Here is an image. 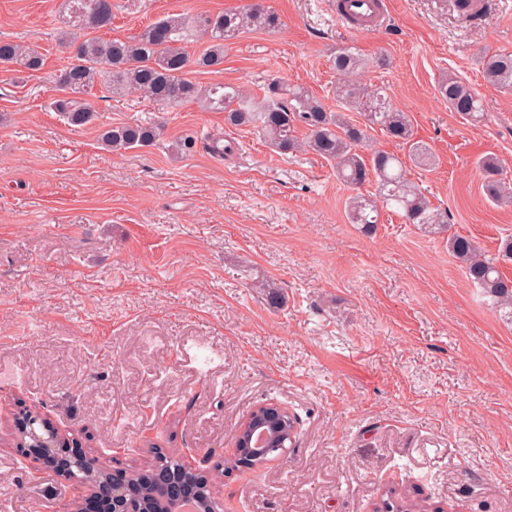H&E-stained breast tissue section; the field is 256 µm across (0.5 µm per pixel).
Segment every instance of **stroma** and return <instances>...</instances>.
I'll use <instances>...</instances> for the list:
<instances>
[{"label": "stroma", "mask_w": 512, "mask_h": 512, "mask_svg": "<svg viewBox=\"0 0 512 512\" xmlns=\"http://www.w3.org/2000/svg\"><path fill=\"white\" fill-rule=\"evenodd\" d=\"M252 0H112L102 38L129 39L169 13ZM273 31L229 42L203 85L259 91L277 80L336 109L330 57L349 46L435 155L409 167L447 231L381 211L349 223L354 189L312 152H274L248 127L189 102L163 109L99 92L95 124L53 103L62 0H0V40L43 48L17 81L0 64V512H68L84 489L33 473L12 448L16 404L37 409L88 457L137 466L150 445L230 453L260 403L296 423L287 454L218 480L226 512H512V320L468 278L448 237L488 254L512 235V205L485 198L479 157L512 182V91L488 84L482 52L512 51V10L462 23L448 0H390L387 25L357 35L332 0H261ZM455 73L482 98L473 124L437 92ZM164 124L157 145L120 154L102 126ZM237 150L213 156L203 138ZM191 135L194 152L168 147ZM275 284L274 294L260 290Z\"/></svg>", "instance_id": "stroma-1"}]
</instances>
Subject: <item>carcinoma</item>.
Listing matches in <instances>:
<instances>
[{
    "instance_id": "1",
    "label": "carcinoma",
    "mask_w": 512,
    "mask_h": 512,
    "mask_svg": "<svg viewBox=\"0 0 512 512\" xmlns=\"http://www.w3.org/2000/svg\"><path fill=\"white\" fill-rule=\"evenodd\" d=\"M63 12L58 46L68 56L55 80L67 96L55 101V110L70 125L82 127L96 119V112L86 96L97 84L118 96L128 91L138 92L167 109L200 102L209 110L224 113L231 125L256 129L281 155L294 153L304 145L309 147L320 157L335 162L338 176L353 187L375 179L379 200L360 194L351 197L350 223L373 228L379 221L382 206L401 213L404 223L416 224L430 232L448 227L451 221L448 211L433 207L408 180L399 156L384 151L370 157L361 153L368 131L378 128L408 146L409 157L417 164L428 168L435 165L431 151L413 140L410 119L390 104L386 89L368 87L349 78L365 65L352 49H338L331 65L342 76L336 84V100L344 110L360 114L362 122L358 124L326 108L300 86L288 88V97L284 98L279 83L273 81L259 99L235 86H202L186 78L191 66L206 69L224 63V43L240 33L279 27L277 14L259 4L195 18L172 13L128 40L92 35L112 23V0H63ZM199 33L207 38V45L203 51L192 54L189 44ZM0 64H11L19 73L37 71L44 64V55L34 46L0 40ZM481 66L487 83L499 89H512L511 52L485 54L481 57ZM437 91L448 102V108L462 118L477 122L483 117L479 94L457 75L442 78ZM298 124L308 130L303 142L296 136ZM161 130V125L152 121L120 124L102 129L99 140L107 150L127 151L153 144ZM478 165L486 174L487 200L494 205L511 203L512 193L500 178L497 157L483 155ZM448 249L461 260L470 280L482 288L493 305L509 310L512 315V279L499 269L500 263L512 262V238L502 240L494 255L485 254L470 238L461 235L448 238Z\"/></svg>"
}]
</instances>
